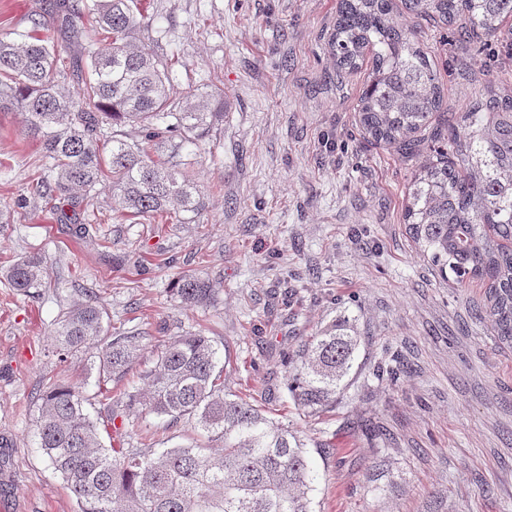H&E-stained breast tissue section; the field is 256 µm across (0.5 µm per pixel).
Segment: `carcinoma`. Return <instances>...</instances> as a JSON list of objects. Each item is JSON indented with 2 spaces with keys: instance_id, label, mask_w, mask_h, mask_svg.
<instances>
[{
  "instance_id": "1",
  "label": "carcinoma",
  "mask_w": 512,
  "mask_h": 512,
  "mask_svg": "<svg viewBox=\"0 0 512 512\" xmlns=\"http://www.w3.org/2000/svg\"><path fill=\"white\" fill-rule=\"evenodd\" d=\"M409 14L448 27L469 41L512 33V0H404ZM147 0H62L55 15L36 14L18 43L0 34V112L22 116L23 133L40 141L49 165L35 194L59 224L83 237L82 217L103 177L111 179L116 209L134 220L192 224L205 198L192 172L199 143L224 123V86L208 85L172 96V69L134 47L147 29ZM82 46L88 77L82 101L63 94L55 80L56 50L41 35L48 23ZM330 50L336 76L370 59L357 105L368 139L406 150L430 128L442 96L434 63L414 32L394 19L393 0H340ZM131 126L141 140L116 130ZM455 157L427 158L415 171L404 220L419 254L438 275L477 278L488 291L483 306L496 336L512 345V89L490 83L485 98L448 116ZM45 257H21L0 270L8 286L29 296L42 286ZM172 291L189 308L213 304L217 283L182 274ZM106 308L96 293L74 303L58 323L48 353L59 362L84 354L96 370L89 393L79 384L46 382L39 393L34 434L51 467L76 498L78 512H312L313 476L304 444L288 425L239 395L224 392L218 344L208 336L173 337L139 373L146 391L126 390L127 415L168 418L207 439L157 448L144 437L139 448H107L90 408L110 422L112 388L138 363L140 333L104 335ZM357 334L343 318L311 337L288 391L300 409L323 411L355 360Z\"/></svg>"
}]
</instances>
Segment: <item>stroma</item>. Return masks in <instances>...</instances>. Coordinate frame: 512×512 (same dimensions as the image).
<instances>
[{
	"instance_id": "1",
	"label": "stroma",
	"mask_w": 512,
	"mask_h": 512,
	"mask_svg": "<svg viewBox=\"0 0 512 512\" xmlns=\"http://www.w3.org/2000/svg\"><path fill=\"white\" fill-rule=\"evenodd\" d=\"M153 2L137 42L175 57V96L220 83L229 102L194 168L207 201L196 223L121 222L104 182L90 203L98 233L77 238L33 193L39 143L19 113L0 112V266L48 259L36 297L0 282V512H77L33 429L43 378L95 388L83 358L48 354L88 288L107 309L105 329L142 332L143 365L187 331L224 346L225 391L249 390L303 441L314 512H512V347L482 307L485 282L442 281L415 250L407 188L431 146L407 153L359 131L365 74L337 79L329 49L339 0ZM51 8L0 0V33L27 31L31 14ZM416 26L451 111L480 100L487 81L512 85L498 42ZM47 34L59 86L78 95L77 46ZM182 272L220 282L217 301L191 309L174 299ZM343 317L361 336L354 366L333 408L299 410L286 361Z\"/></svg>"
}]
</instances>
